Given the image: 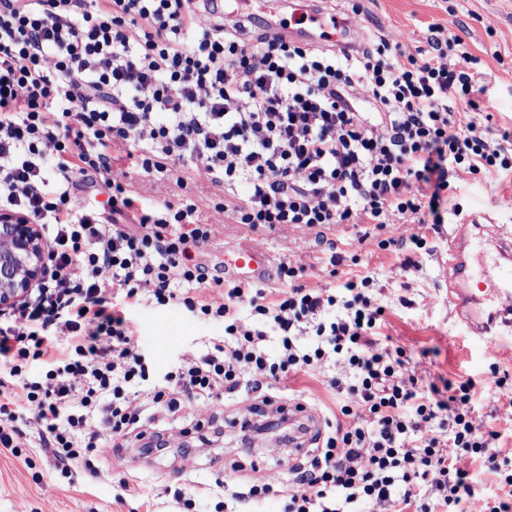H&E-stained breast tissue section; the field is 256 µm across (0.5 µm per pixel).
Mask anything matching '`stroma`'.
<instances>
[{
	"instance_id": "35a3bbf8",
	"label": "stroma",
	"mask_w": 512,
	"mask_h": 512,
	"mask_svg": "<svg viewBox=\"0 0 512 512\" xmlns=\"http://www.w3.org/2000/svg\"><path fill=\"white\" fill-rule=\"evenodd\" d=\"M327 12L358 8L368 41L380 36L407 34V50L426 47L425 36L434 24L448 30L449 59L468 51L478 57L473 74L485 83L490 97L479 119L494 142L512 150V0H318ZM112 176L144 205L160 206L194 202L204 223L213 225L212 244L195 253L207 268L223 265L226 254L240 245L262 249L273 263L302 265L298 277L308 288H335L345 279L367 276L372 294L384 307L383 335L390 347H402L421 360L427 379L477 382L492 371L512 377V360L485 354L480 342L448 308V288L441 266L448 261L447 234L452 225L470 216L483 218V243L496 250L495 226L512 230V172L486 175L458 173L442 208L444 221L421 224L410 216H397L391 228L366 229L362 224H342L319 233L315 228L280 226L270 230L237 224L221 204L224 189L196 177L186 186L175 178L149 175L136 167L127 147L114 148ZM381 238L396 234L409 238L420 234L426 246L414 266L404 267V252L370 250L359 242L364 232ZM340 256L330 266V256ZM138 346L152 368L165 374L179 366L184 355L199 350L204 342L222 337L224 326L202 322L183 308L159 306L145 300L130 311ZM328 374L301 376L293 382L295 399L327 417L343 399L328 384ZM512 397V381L501 398L475 392L477 420L496 426L498 471L476 464L475 490L487 496L498 492L500 472L512 470V426L502 423V398ZM241 394L224 402L226 420L217 442L194 450L191 436L183 435L179 416L164 420L173 433L162 451L139 446L112 451L99 463L97 474L78 471L73 481L60 479L49 451L39 448L35 426H27V438L19 453L0 447V512H225L223 482L242 490L268 476L287 471L294 452L286 431L265 433L242 442L230 419L235 408L250 404Z\"/></svg>"
}]
</instances>
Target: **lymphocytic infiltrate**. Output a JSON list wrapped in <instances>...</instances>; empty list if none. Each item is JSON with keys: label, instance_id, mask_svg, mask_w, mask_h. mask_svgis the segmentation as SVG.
<instances>
[{"label": "lymphocytic infiltrate", "instance_id": "obj_1", "mask_svg": "<svg viewBox=\"0 0 512 512\" xmlns=\"http://www.w3.org/2000/svg\"><path fill=\"white\" fill-rule=\"evenodd\" d=\"M428 32L421 57L399 37L317 53L202 27L195 0H0V215L38 225L49 254L28 301L0 310V446L18 448L19 420H33L68 479L125 447L152 375L128 310L148 299L224 325L152 388L154 409L192 421L245 392L259 402L234 421L257 433L287 423L289 377L336 368L329 385L345 403L321 446L289 465L288 512H512V474L500 495L472 486L499 437L474 415V381L426 385L383 343L367 279L306 288L291 262L285 289L209 276L192 256L213 234L195 204L151 208L111 176L122 143L145 173L178 164L177 184L191 171L221 185L240 224L441 223L451 177L511 171L512 158L473 118L488 95L470 73L477 57L449 61L443 27ZM100 183L102 207L73 205Z\"/></svg>", "mask_w": 512, "mask_h": 512}]
</instances>
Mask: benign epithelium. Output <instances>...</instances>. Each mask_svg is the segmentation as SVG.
<instances>
[{"mask_svg":"<svg viewBox=\"0 0 512 512\" xmlns=\"http://www.w3.org/2000/svg\"><path fill=\"white\" fill-rule=\"evenodd\" d=\"M38 225L0 217V310L26 299L48 266Z\"/></svg>","mask_w":512,"mask_h":512,"instance_id":"obj_1","label":"benign epithelium"}]
</instances>
